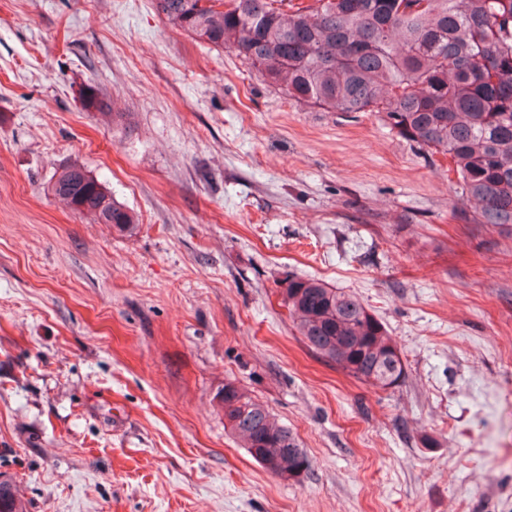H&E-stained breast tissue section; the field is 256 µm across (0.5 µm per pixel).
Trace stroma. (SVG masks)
Listing matches in <instances>:
<instances>
[{"label":"stroma","instance_id":"35a3bbf8","mask_svg":"<svg viewBox=\"0 0 512 512\" xmlns=\"http://www.w3.org/2000/svg\"><path fill=\"white\" fill-rule=\"evenodd\" d=\"M70 164L135 234L53 194ZM449 166L155 0H0V472L29 512H512V226L467 222ZM287 275L359 297L404 383L312 354ZM228 381L305 475L225 431Z\"/></svg>","mask_w":512,"mask_h":512}]
</instances>
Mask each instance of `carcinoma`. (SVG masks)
Here are the masks:
<instances>
[{
  "instance_id": "carcinoma-1",
  "label": "carcinoma",
  "mask_w": 512,
  "mask_h": 512,
  "mask_svg": "<svg viewBox=\"0 0 512 512\" xmlns=\"http://www.w3.org/2000/svg\"><path fill=\"white\" fill-rule=\"evenodd\" d=\"M173 27L229 48L298 101L377 112L402 137L449 155L473 224L512 225V0H155ZM51 189L76 212L131 235L134 214L79 165ZM305 346L355 380L381 389L405 380L400 350L353 294L319 279L278 282ZM225 426L260 465L296 479L305 449L233 382L218 393ZM0 512H27L0 479Z\"/></svg>"
}]
</instances>
